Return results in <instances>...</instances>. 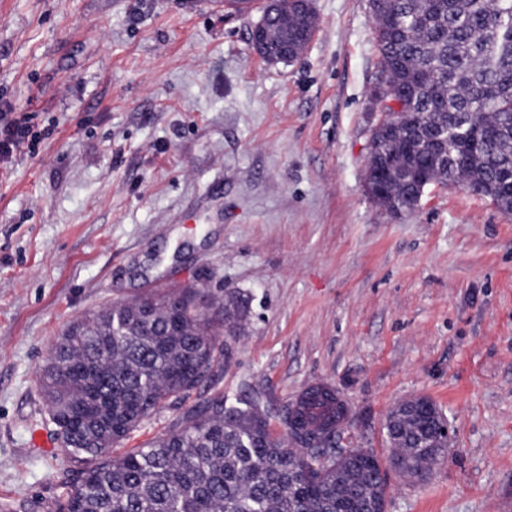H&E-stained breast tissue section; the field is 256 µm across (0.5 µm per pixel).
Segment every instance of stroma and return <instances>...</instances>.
Returning <instances> with one entry per match:
<instances>
[{"label": "stroma", "instance_id": "stroma-1", "mask_svg": "<svg viewBox=\"0 0 512 512\" xmlns=\"http://www.w3.org/2000/svg\"><path fill=\"white\" fill-rule=\"evenodd\" d=\"M303 54H253L259 12L199 0H0V101L33 153L0 161V512H52L83 471L37 374L62 330L188 284L241 298L224 365L188 404L276 408L328 384L378 454L387 512H512V212L428 186L395 217L365 187L382 80L369 0H313ZM431 398L454 426L421 480L395 469L389 410ZM46 442L37 448L32 432Z\"/></svg>", "mask_w": 512, "mask_h": 512}]
</instances>
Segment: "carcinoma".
I'll list each match as a JSON object with an SVG mask.
<instances>
[{
	"label": "carcinoma",
	"mask_w": 512,
	"mask_h": 512,
	"mask_svg": "<svg viewBox=\"0 0 512 512\" xmlns=\"http://www.w3.org/2000/svg\"><path fill=\"white\" fill-rule=\"evenodd\" d=\"M388 117L371 137L366 180L384 210L411 213L425 181L463 184L512 212V0H371ZM260 31L302 37V21L277 4ZM204 289L115 302L58 337L39 384L64 448L89 463L56 512H386L389 483L371 448L325 445L330 424L301 422L295 443L275 435L269 412L222 395L190 406L180 426L113 458L169 401L213 381L219 337L234 334L236 298L219 311ZM427 414L387 415L391 461L421 477L445 452Z\"/></svg>",
	"instance_id": "1"
}]
</instances>
